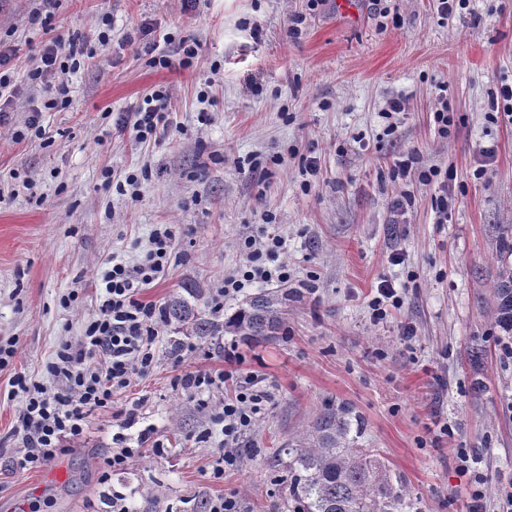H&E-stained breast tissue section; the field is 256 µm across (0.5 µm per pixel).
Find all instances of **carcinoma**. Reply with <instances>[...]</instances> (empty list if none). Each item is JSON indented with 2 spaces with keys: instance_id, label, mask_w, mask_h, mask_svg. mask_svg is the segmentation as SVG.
I'll return each mask as SVG.
<instances>
[{
  "instance_id": "1",
  "label": "carcinoma",
  "mask_w": 512,
  "mask_h": 512,
  "mask_svg": "<svg viewBox=\"0 0 512 512\" xmlns=\"http://www.w3.org/2000/svg\"><path fill=\"white\" fill-rule=\"evenodd\" d=\"M494 288L495 324L511 335V266L501 265ZM287 300L286 292H262L225 321L200 315L180 296L170 299L164 310L167 321L177 322L194 336L214 338L229 332L255 343L284 330ZM351 425L345 407L326 404L310 425L308 438L294 445L288 463L293 512H388L391 492L379 477L381 465L350 444Z\"/></svg>"
}]
</instances>
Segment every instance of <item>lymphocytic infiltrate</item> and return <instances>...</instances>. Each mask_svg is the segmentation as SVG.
Listing matches in <instances>:
<instances>
[{"mask_svg": "<svg viewBox=\"0 0 512 512\" xmlns=\"http://www.w3.org/2000/svg\"><path fill=\"white\" fill-rule=\"evenodd\" d=\"M53 13L34 11L30 24L40 26L47 38L39 57L28 72L32 83L44 85L46 94L37 100L23 129L12 132L15 142L30 138L47 140L45 127L40 122L42 113L67 109L69 98L68 76L84 61L95 58L98 51L107 49L112 41V23L109 16H99L92 37L76 32L69 36L56 34ZM149 23L137 25L141 54L148 66L168 70L191 67L199 57L198 45L181 44L176 55H156L148 37ZM171 98L167 88L158 86L146 94L142 107L124 113L119 119L122 131L131 133L140 143L165 135L171 125ZM415 155L399 157L394 162V175L401 178L417 177L424 186L436 185L437 195L432 207L438 223L448 221L452 202L450 185L454 169L429 168L415 171ZM175 241V232L169 225L154 229L150 247L144 259L129 266L113 264L102 276L104 290L97 310L85 324L77 342H62L54 358L46 367L51 378L43 383L23 376L15 384L24 397L18 417L17 432L22 446L15 463L20 469H39L51 464L67 444L81 439L89 417L112 405V398L129 386L133 377L146 375L154 365L152 346L166 319L160 307L140 299L144 286L164 273ZM244 256L237 271L225 277L214 298L215 311H223L224 300L240 292L246 285L288 283L287 261L281 259V237L248 236L240 241ZM226 368L218 373H185L176 376L175 385L201 393L205 389L229 381L238 385L234 397L225 399L219 416L224 433V464L212 472L213 480H220L227 467L235 465L241 437L256 422L258 415L271 400L267 389L258 387L253 377H240L236 368L237 356L224 355Z\"/></svg>", "mask_w": 512, "mask_h": 512, "instance_id": "f902f5d3", "label": "lymphocytic infiltrate"}]
</instances>
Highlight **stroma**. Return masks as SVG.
<instances>
[{
	"label": "stroma",
	"mask_w": 512,
	"mask_h": 512,
	"mask_svg": "<svg viewBox=\"0 0 512 512\" xmlns=\"http://www.w3.org/2000/svg\"><path fill=\"white\" fill-rule=\"evenodd\" d=\"M40 0H0V33L17 48L19 84L44 41L28 23ZM388 17L369 0H59L60 34L112 17V46L70 76L72 104L45 112L50 145L14 142L0 127V341L18 357L0 369V512H110L113 496L133 512H208L211 500L236 495L241 512H292L288 456L281 450L326 403L358 416L350 436L384 465L392 512H467L472 490L485 512H507L512 478L511 338L493 314L502 239L512 240V123L490 118L502 84H512V0H470L441 23L433 0H388ZM300 18L299 35L288 33ZM151 23L157 52L179 39L200 45L192 68H150L126 42L131 25ZM448 86L452 125L440 135L433 112L438 83ZM168 86L173 125L142 145L120 132L122 113L149 89ZM405 101L386 134L383 114ZM207 123H199L200 111ZM495 155L483 178L484 149ZM412 152L420 167L454 168L447 223L431 207L434 187L392 175ZM315 157L318 175L302 170ZM150 167L136 195L118 182ZM36 186L26 190L23 178ZM113 188H106V181ZM414 195L402 223L391 209ZM160 224L176 243L163 277L144 301L187 296L213 312L216 288L243 262V236L275 228L285 242L290 280L286 335L245 344L163 326L155 365L94 414L87 434L47 469L22 471L13 456L23 397L13 379H46L63 340H76L96 308L94 284L112 263L136 264ZM401 308L372 318L382 281ZM200 290L188 294L187 284ZM412 327L413 336L403 334ZM234 349L242 373L255 375L272 400L239 443V462L222 482L210 479L224 455L221 410L226 390L177 388L182 373L224 368ZM137 405L136 425L117 410ZM449 436L438 439V425ZM151 428L165 447L144 450L125 469L106 473L115 436L137 447ZM478 464L461 471L457 451Z\"/></svg>",
	"instance_id": "obj_1"
}]
</instances>
